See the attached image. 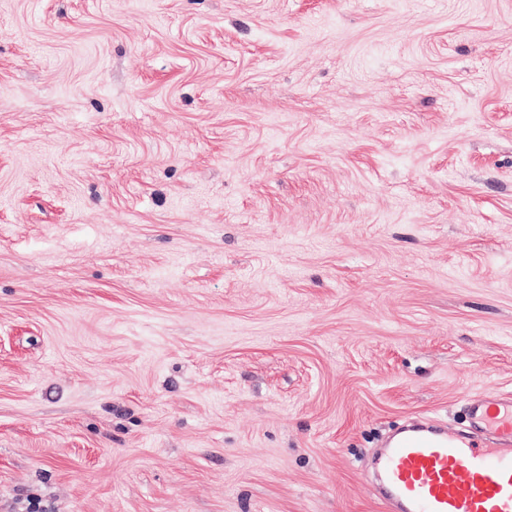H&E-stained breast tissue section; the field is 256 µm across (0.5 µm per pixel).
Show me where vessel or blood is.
I'll return each instance as SVG.
<instances>
[{
	"instance_id": "vessel-or-blood-1",
	"label": "vessel or blood",
	"mask_w": 512,
	"mask_h": 512,
	"mask_svg": "<svg viewBox=\"0 0 512 512\" xmlns=\"http://www.w3.org/2000/svg\"><path fill=\"white\" fill-rule=\"evenodd\" d=\"M470 414L495 444L425 425L386 442L378 464L392 512H512V396L485 393Z\"/></svg>"
}]
</instances>
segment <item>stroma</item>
I'll list each match as a JSON object with an SVG mask.
<instances>
[{
	"mask_svg": "<svg viewBox=\"0 0 512 512\" xmlns=\"http://www.w3.org/2000/svg\"><path fill=\"white\" fill-rule=\"evenodd\" d=\"M512 395V0H0V512H387Z\"/></svg>",
	"mask_w": 512,
	"mask_h": 512,
	"instance_id": "1",
	"label": "stroma"
}]
</instances>
